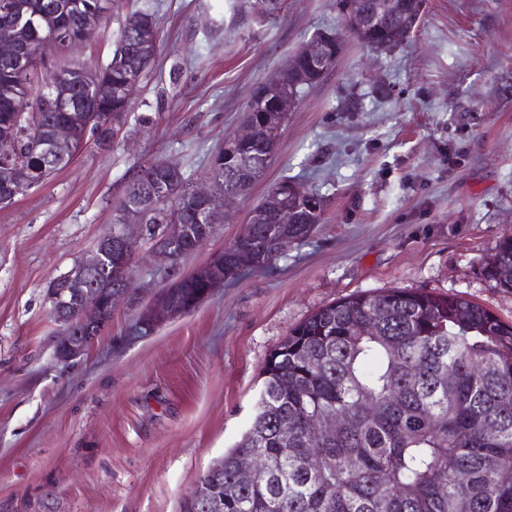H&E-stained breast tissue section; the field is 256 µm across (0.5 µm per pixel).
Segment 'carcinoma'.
Here are the masks:
<instances>
[{
	"label": "carcinoma",
	"mask_w": 512,
	"mask_h": 512,
	"mask_svg": "<svg viewBox=\"0 0 512 512\" xmlns=\"http://www.w3.org/2000/svg\"><path fill=\"white\" fill-rule=\"evenodd\" d=\"M18 11H0V39L32 49L23 90L16 89L11 58L0 55V162L18 167L39 184L63 169L72 156L51 162L32 151L31 142L60 124L74 129V148L116 143L121 128L85 135V111L98 116L131 109L136 94H115L138 63L135 47L156 33L154 15L131 13L139 28L122 25L110 62L68 83L49 70L40 42L55 33L69 46L82 41L86 27L102 23L120 0H19ZM423 0H394L377 12L378 0H347L362 16L350 29L362 44L385 49L410 35ZM280 83L265 101L249 99L244 120L254 129L235 154L258 163L274 155L277 131L286 122L301 89L318 82L292 55ZM59 104L41 108L45 89ZM207 175L223 192H247L246 174L209 158ZM169 198L156 205L147 223L148 240L172 230L170 243L181 252L199 218L186 203L193 174L160 160L138 166L126 196L150 199L156 183ZM325 200L284 196L271 188L249 218L236 245L222 250L219 276L185 277L161 293L189 312L206 288L247 270H264L281 253L282 242L306 239L321 222ZM289 221L279 223L283 208ZM485 276L512 289V232L503 235L485 264ZM108 297L125 284L135 298L127 270L114 265L92 278ZM263 388L241 439L224 452V470L206 474L224 512H512V325L483 306L457 296L388 289L346 297L294 326L269 354ZM340 423L324 439L318 456L309 454L318 416ZM250 460L263 467L256 482L243 485L238 471ZM467 482H457V474Z\"/></svg>",
	"instance_id": "carcinoma-1"
}]
</instances>
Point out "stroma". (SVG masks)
<instances>
[{
  "instance_id": "35a3bbf8",
  "label": "stroma",
  "mask_w": 512,
  "mask_h": 512,
  "mask_svg": "<svg viewBox=\"0 0 512 512\" xmlns=\"http://www.w3.org/2000/svg\"><path fill=\"white\" fill-rule=\"evenodd\" d=\"M143 7L158 50L119 143L88 146L0 209V512L44 496L52 512H179L248 427L269 353L340 298L460 295L512 324V290L483 272L512 231V0H425L407 41L380 52L344 33L336 0L125 4ZM122 22L109 17L50 65L105 67ZM326 31L343 36L334 67L289 112L264 175L182 266L231 242L284 175L327 199L312 235L146 336L137 319L169 280L140 261L135 300L83 355L58 361L47 284L110 230L136 164L202 169L252 91Z\"/></svg>"
}]
</instances>
